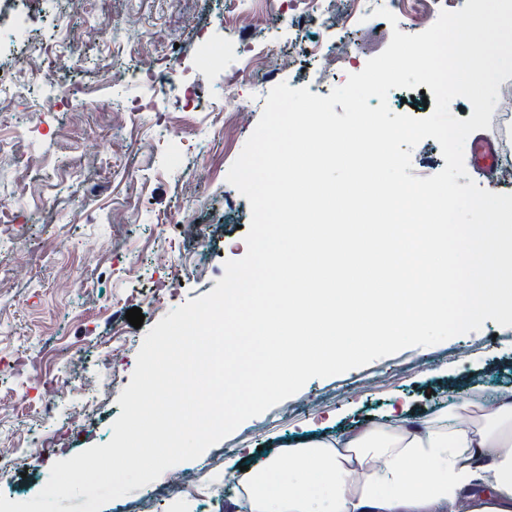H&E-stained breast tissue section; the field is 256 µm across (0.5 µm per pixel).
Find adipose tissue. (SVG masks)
Instances as JSON below:
<instances>
[{
	"mask_svg": "<svg viewBox=\"0 0 512 512\" xmlns=\"http://www.w3.org/2000/svg\"><path fill=\"white\" fill-rule=\"evenodd\" d=\"M227 476L244 512H512V387L423 417L369 419ZM473 484L482 498L463 496Z\"/></svg>",
	"mask_w": 512,
	"mask_h": 512,
	"instance_id": "adipose-tissue-1",
	"label": "adipose tissue"
}]
</instances>
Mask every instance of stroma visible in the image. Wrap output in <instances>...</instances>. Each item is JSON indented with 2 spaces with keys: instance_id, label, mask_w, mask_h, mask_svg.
<instances>
[{
  "instance_id": "stroma-1",
  "label": "stroma",
  "mask_w": 512,
  "mask_h": 512,
  "mask_svg": "<svg viewBox=\"0 0 512 512\" xmlns=\"http://www.w3.org/2000/svg\"><path fill=\"white\" fill-rule=\"evenodd\" d=\"M246 0H31V20L43 44L54 41L58 16L75 35L66 62L36 101L0 113V226L21 225L18 243L0 242V448L36 447L38 438L65 421L76 398L56 403L55 421L39 405L21 409L16 393L31 390L28 368L47 363L62 373L105 378L106 341L120 349L117 380L101 394V413L82 423L69 447L46 449L19 471L0 476V494L24 502L46 484L52 464L107 443L120 415L117 400L129 385L144 336L171 309L212 291L224 264L243 257L250 225L248 200L226 180L232 163L261 117L250 112L230 136L212 126L210 105L224 95V76L198 65V46ZM345 0H327L324 40L346 35L364 57L381 53L392 30L368 19L346 18ZM126 29L130 38L112 48L118 75L102 73L90 33ZM150 64L159 82L144 90L137 73ZM199 70L201 106L193 123L176 127L181 108L180 70ZM95 86L89 96L85 86ZM67 88V104L53 90ZM148 94L156 112L127 121L113 100ZM40 154L32 169L26 158ZM139 267L126 276L129 263ZM171 296L155 300L158 281ZM140 308L141 328L126 312ZM512 327L486 320L476 331L403 349L344 373L309 380L284 404L249 418L220 440L222 465L202 459L176 464L195 476L196 496L160 500L158 512H234L226 495V464L245 463L297 440L335 436L365 418L387 419L406 410L418 417L458 396H494L512 385ZM438 398H430V391Z\"/></svg>"
}]
</instances>
